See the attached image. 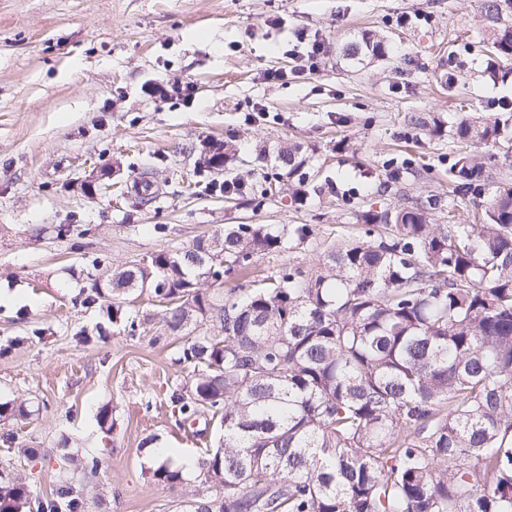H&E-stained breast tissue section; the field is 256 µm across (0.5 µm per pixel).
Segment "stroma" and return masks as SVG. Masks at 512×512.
I'll return each mask as SVG.
<instances>
[{
  "mask_svg": "<svg viewBox=\"0 0 512 512\" xmlns=\"http://www.w3.org/2000/svg\"><path fill=\"white\" fill-rule=\"evenodd\" d=\"M413 14L403 25L402 14ZM385 54L348 55L366 31ZM303 31L323 42L317 71H290ZM479 0H0V402L26 400L32 413L0 425V471L26 476L46 498L65 481L44 456L62 437L102 457L89 512H178L183 488L150 480L141 443L194 455L169 391L184 371L174 346L128 335L110 322L107 300L84 305L103 269L222 232L228 224H308L298 248L259 256L245 291L285 264L313 267L326 239L358 233L359 211L434 196L437 224H467L474 200L451 193L450 136L430 138L411 114L447 120L512 103V62L490 78ZM455 82L443 84L448 71ZM191 84L186 103L170 95ZM235 141L225 169L204 181L261 180L269 154L294 140L313 152L302 205L239 206L195 178L203 145ZM151 160L159 194L129 191ZM106 338L79 346V329ZM44 330V338L33 335ZM112 406L116 429L97 415Z\"/></svg>",
  "mask_w": 512,
  "mask_h": 512,
  "instance_id": "obj_1",
  "label": "stroma"
}]
</instances>
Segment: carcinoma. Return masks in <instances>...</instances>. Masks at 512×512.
<instances>
[{
  "label": "carcinoma",
  "mask_w": 512,
  "mask_h": 512,
  "mask_svg": "<svg viewBox=\"0 0 512 512\" xmlns=\"http://www.w3.org/2000/svg\"><path fill=\"white\" fill-rule=\"evenodd\" d=\"M487 72L512 60V0H482ZM459 143L448 166L452 193L488 196L475 224H432L437 199L359 212L363 233L326 243L313 268L283 266L246 292L224 291L197 263L205 249L223 274L307 242V224H227L139 266L117 265L84 302L148 290L163 334L183 340L189 369L169 395L182 422L205 415L223 430L198 461L200 487L186 512H512V185L490 190L495 145L507 121L461 115L449 127L411 118ZM200 165L221 170L225 143ZM262 181L224 182L230 199L306 196L310 156L290 143ZM28 415L0 403V421ZM89 480L103 459L57 458ZM155 482L191 486L163 463ZM86 512L84 494L61 484L50 498L0 475V512Z\"/></svg>",
  "instance_id": "carcinoma-1"
}]
</instances>
